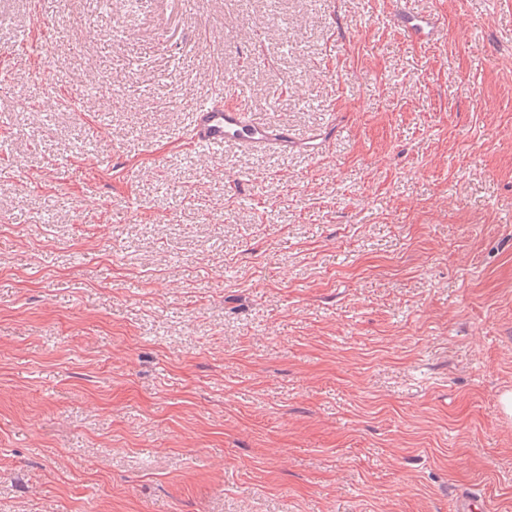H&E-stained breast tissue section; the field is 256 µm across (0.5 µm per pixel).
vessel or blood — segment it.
Segmentation results:
<instances>
[{
    "mask_svg": "<svg viewBox=\"0 0 512 512\" xmlns=\"http://www.w3.org/2000/svg\"><path fill=\"white\" fill-rule=\"evenodd\" d=\"M395 22L419 43L434 41L440 30L436 17L430 13L403 10L396 14ZM225 91L235 98V105L209 99L196 107L189 133L195 145L213 152L223 151L229 144L258 153L287 149L293 141L288 127H272L250 121L241 104L242 91L231 84L226 85Z\"/></svg>",
    "mask_w": 512,
    "mask_h": 512,
    "instance_id": "vessel-or-blood-1",
    "label": "vessel or blood"
}]
</instances>
